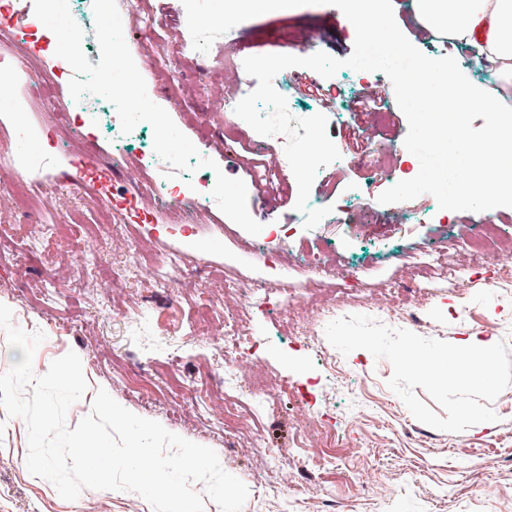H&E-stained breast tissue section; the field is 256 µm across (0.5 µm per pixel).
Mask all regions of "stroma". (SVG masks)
<instances>
[{
  "label": "stroma",
  "instance_id": "obj_1",
  "mask_svg": "<svg viewBox=\"0 0 512 512\" xmlns=\"http://www.w3.org/2000/svg\"><path fill=\"white\" fill-rule=\"evenodd\" d=\"M396 21L406 37L432 58L454 57L469 81L483 85L498 99L512 97V83L481 69L473 47L444 46L440 37L412 18L411 0H392ZM139 9L152 18L141 28L135 15L122 12L125 41L135 63L162 60L161 68L143 70L150 99L163 107L199 152L213 159L217 170L185 175L180 184L187 202L209 201L207 227L191 233L176 230L179 212L154 210L140 185L127 174L154 177L140 158L153 148L148 123L137 126L127 141L113 140L101 123L83 132L92 146L93 172L70 157L55 154L52 137L64 135L65 122L44 110L37 96L51 85L57 100L69 98L68 81L53 77L58 63L56 38L40 28L32 44L23 30L34 14L33 0H12L17 24L0 26V65L13 68L11 102L0 106V303L13 312L14 326L44 335L33 364L50 363L76 352L88 382L84 396L67 415L69 427L92 409L98 390H106L130 412L159 422L168 431L212 448L222 468L246 484L249 497L242 512H284L274 493L276 466L298 467L292 449L306 448L324 461L311 473L310 485L322 490L328 512H512V386L492 403L496 422L480 423L460 433L432 428L413 417L388 387L392 365L356 350L343 355L330 343L321 353L304 350L292 336L302 308L318 296L341 294L344 315L364 313L368 304L397 310L396 325L425 338L460 345L472 337L512 346V296L493 293L498 271L493 254L477 251L471 236L477 225L493 222L496 248H512V208L482 212L439 209L429 194L383 205L379 195L392 178L375 172L371 143L359 134L362 123L376 133L373 143L403 142L408 122L395 97L382 99L378 110L358 112L368 83L385 81L380 72L359 75L350 68L321 79L325 95L307 96L291 88L288 110L297 118L323 113L327 134L338 148L339 165L320 169L310 202L332 212L315 228H304L296 211L298 187L285 172L273 191L251 187V165L240 145L279 149L277 139L257 134L247 123L224 122V54H283L304 29L324 31V52L348 58L355 33L344 14L331 5H310L285 13H266L238 24L234 42L216 39L208 53L194 49L182 0H142ZM195 86V96L184 93ZM27 140L31 159L16 151ZM248 184L250 215L264 232L290 231L289 261L272 265L254 253L253 237L223 214L209 197L216 171ZM96 185H89V174ZM30 183L40 209L28 215L15 208L11 180ZM67 225L65 235L35 238L30 225ZM336 254L335 269L316 267L305 275L291 261L308 249ZM442 253L441 269L422 264L429 250ZM181 256L189 276L177 296L151 276L154 263ZM50 265H74L76 282L50 278ZM355 276L339 293L336 269ZM279 278L293 299L292 307L271 302L264 311L228 308L223 285L241 280L262 287ZM235 318L240 335L260 343L261 369L281 375L285 393L269 404L256 405L243 420L233 398L216 416L207 400L224 388L223 368L210 365L199 342L224 330L225 317ZM369 400L374 425L355 430L347 408L353 397ZM27 429L22 419L0 409V512H83L90 490L81 499H62L47 480L26 467ZM494 455L497 470L478 468L480 458ZM496 482L507 488L501 498L478 499L476 486ZM399 489L390 501L378 486Z\"/></svg>",
  "mask_w": 512,
  "mask_h": 512
}]
</instances>
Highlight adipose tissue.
<instances>
[{
  "mask_svg": "<svg viewBox=\"0 0 512 512\" xmlns=\"http://www.w3.org/2000/svg\"><path fill=\"white\" fill-rule=\"evenodd\" d=\"M411 8L425 30L463 45L471 43L477 29L488 27L481 64L512 80V0H412Z\"/></svg>",
  "mask_w": 512,
  "mask_h": 512,
  "instance_id": "ef3b65f1",
  "label": "adipose tissue"
}]
</instances>
